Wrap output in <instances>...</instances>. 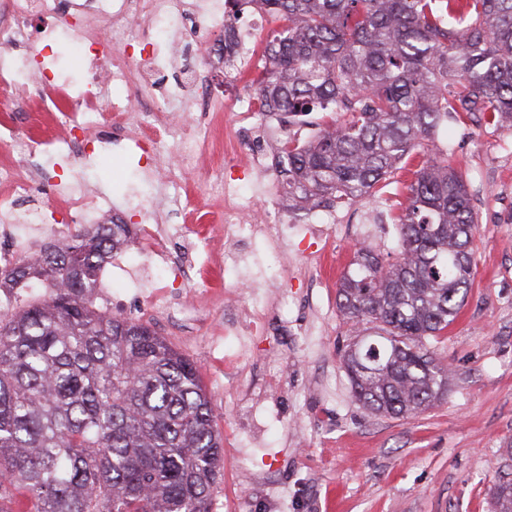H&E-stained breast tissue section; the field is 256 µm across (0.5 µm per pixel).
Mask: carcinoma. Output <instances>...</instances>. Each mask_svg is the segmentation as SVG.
Masks as SVG:
<instances>
[{
    "mask_svg": "<svg viewBox=\"0 0 512 512\" xmlns=\"http://www.w3.org/2000/svg\"><path fill=\"white\" fill-rule=\"evenodd\" d=\"M279 22L257 92L294 124L334 115L288 141V218L373 195L448 120L512 130V0H225L224 35L243 3ZM397 215L400 247L383 264L355 250L338 285L350 321L372 324L344 354L354 396L375 414H418L452 373L426 345L454 321L474 275L478 224L462 175L435 154ZM128 225L75 230L0 276V512H211L223 440L197 365L149 326L100 313L86 295ZM48 293L23 300L26 288ZM512 512V481L495 485Z\"/></svg>",
    "mask_w": 512,
    "mask_h": 512,
    "instance_id": "1",
    "label": "carcinoma"
}]
</instances>
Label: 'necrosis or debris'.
Here are the masks:
<instances>
[{
    "label": "necrosis or debris",
    "instance_id": "obj_1",
    "mask_svg": "<svg viewBox=\"0 0 512 512\" xmlns=\"http://www.w3.org/2000/svg\"><path fill=\"white\" fill-rule=\"evenodd\" d=\"M43 19L39 37H31L29 24L33 18ZM185 20L182 0H0V100L10 101L27 92L30 80H37L47 93L43 109L60 111L58 132L49 141L34 143L12 137L16 161L0 164V186L10 194L0 198V207L11 208L32 193L26 167L36 155H51L75 163L83 159L92 127L107 118L129 112L136 115L139 130L150 131V144L156 157L176 154L184 172L203 165L201 146L206 138L203 129L187 130L178 117L183 103V85L199 84L196 71L186 70L182 85L170 88L165 96L154 93L153 75L167 69L174 53L170 31L179 29ZM74 33V50L86 62L85 80L78 88L59 89L51 69L52 41L59 29ZM107 41L111 54L98 53L100 41ZM146 45L148 53L141 68H134L129 50ZM22 46L33 60L25 79L13 76L14 57L11 50ZM210 187L231 198L224 211V255L236 261L241 257L239 245L260 236L282 243L286 217L269 212L259 219H248L251 198L238 185L213 175ZM67 212L74 224L103 223L112 216V201L98 187L87 185L79 193L68 196Z\"/></svg>",
    "mask_w": 512,
    "mask_h": 512
}]
</instances>
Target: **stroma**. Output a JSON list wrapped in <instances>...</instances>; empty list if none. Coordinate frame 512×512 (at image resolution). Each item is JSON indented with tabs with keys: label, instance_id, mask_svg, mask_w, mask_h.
Here are the masks:
<instances>
[{
	"label": "stroma",
	"instance_id": "stroma-1",
	"mask_svg": "<svg viewBox=\"0 0 512 512\" xmlns=\"http://www.w3.org/2000/svg\"><path fill=\"white\" fill-rule=\"evenodd\" d=\"M205 5L193 0L185 18L182 34L195 36L194 45L178 67L155 78L161 96L183 69L196 70L221 103L216 112L183 114L212 131L205 168L186 173L169 163L190 202V233L167 247L190 274L153 287L127 244L99 277L112 284L117 316L145 322L199 368L224 444V479L212 491V512H495L494 485L512 479V132L463 117L436 136L478 213L475 278L455 321L427 341L453 379L447 395L417 415L371 414L354 397L344 368L343 355L361 328L339 311L337 285L356 244L396 258L392 219L416 164L394 171L375 197L336 205L332 219L290 222L287 254L257 237L243 246L247 265L225 260V203L208 188L211 169L252 192L258 211H287L288 197L283 164L262 178L246 165L268 139L237 100L256 97L263 66L237 76L216 69L205 47L223 42L224 30L200 21ZM42 95L33 91L24 112L0 107V130L52 137L54 113L37 109ZM129 125L124 118L91 132L96 159L62 169L40 158L43 176L33 191L48 212L65 207L59 183L89 181L138 230L151 160L135 147ZM229 292L257 311L255 321L227 314ZM185 293L194 297L192 325L153 314L163 297Z\"/></svg>",
	"mask_w": 512,
	"mask_h": 512
}]
</instances>
